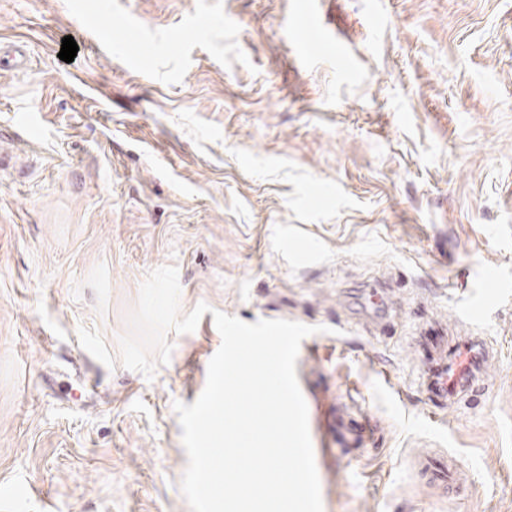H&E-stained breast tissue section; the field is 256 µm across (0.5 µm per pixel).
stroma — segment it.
<instances>
[{
    "mask_svg": "<svg viewBox=\"0 0 512 512\" xmlns=\"http://www.w3.org/2000/svg\"><path fill=\"white\" fill-rule=\"evenodd\" d=\"M305 7L355 74L303 60ZM0 44L29 54L0 67V512H190L173 404L206 385L217 310L315 327L323 512H512V0H0ZM170 264L181 313L210 310L149 379L119 339ZM442 332L497 352L444 409ZM331 399L378 422L365 447L326 446ZM424 453L467 490L426 487ZM498 288L500 287L495 275L485 271L480 281V294L467 309V318L471 323L477 325L482 322L488 303L500 293Z\"/></svg>",
    "mask_w": 512,
    "mask_h": 512,
    "instance_id": "35a3bbf8",
    "label": "stroma"
}]
</instances>
